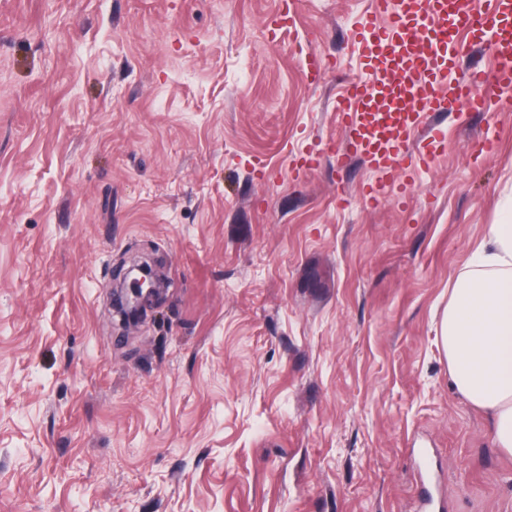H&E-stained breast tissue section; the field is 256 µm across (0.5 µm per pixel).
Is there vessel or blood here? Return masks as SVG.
I'll list each match as a JSON object with an SVG mask.
<instances>
[{"mask_svg": "<svg viewBox=\"0 0 512 512\" xmlns=\"http://www.w3.org/2000/svg\"><path fill=\"white\" fill-rule=\"evenodd\" d=\"M373 22L356 33L366 78L347 82L336 102L343 129L337 166L353 157L379 172L364 199L379 204L395 189L406 205L414 174L448 149V141L426 117L458 107L482 111L487 90H512V0H372ZM484 46L493 62L457 79L451 93L442 84L455 70L460 36Z\"/></svg>", "mask_w": 512, "mask_h": 512, "instance_id": "obj_1", "label": "vessel or blood"}]
</instances>
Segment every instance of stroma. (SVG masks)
Returning a JSON list of instances; mask_svg holds the SVG:
<instances>
[{
	"instance_id": "obj_1",
	"label": "stroma",
	"mask_w": 512,
	"mask_h": 512,
	"mask_svg": "<svg viewBox=\"0 0 512 512\" xmlns=\"http://www.w3.org/2000/svg\"><path fill=\"white\" fill-rule=\"evenodd\" d=\"M370 6L0 0V512H415L426 463L447 512H512L440 342L512 212V108L431 113L446 154L369 205L336 100ZM140 257L171 286L127 331Z\"/></svg>"
}]
</instances>
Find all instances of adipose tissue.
I'll list each match as a JSON object with an SVG mask.
<instances>
[{"mask_svg":"<svg viewBox=\"0 0 512 512\" xmlns=\"http://www.w3.org/2000/svg\"><path fill=\"white\" fill-rule=\"evenodd\" d=\"M479 261L459 277L440 325L456 390L491 417L512 454V223L489 227Z\"/></svg>","mask_w":512,"mask_h":512,"instance_id":"obj_1","label":"adipose tissue"}]
</instances>
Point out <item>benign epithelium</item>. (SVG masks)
Listing matches in <instances>:
<instances>
[{"instance_id": "1", "label": "benign epithelium", "mask_w": 512, "mask_h": 512, "mask_svg": "<svg viewBox=\"0 0 512 512\" xmlns=\"http://www.w3.org/2000/svg\"><path fill=\"white\" fill-rule=\"evenodd\" d=\"M115 280L120 287L112 292V307L121 313L123 323L140 321L162 288L154 260L133 261L128 267L119 268Z\"/></svg>"}]
</instances>
